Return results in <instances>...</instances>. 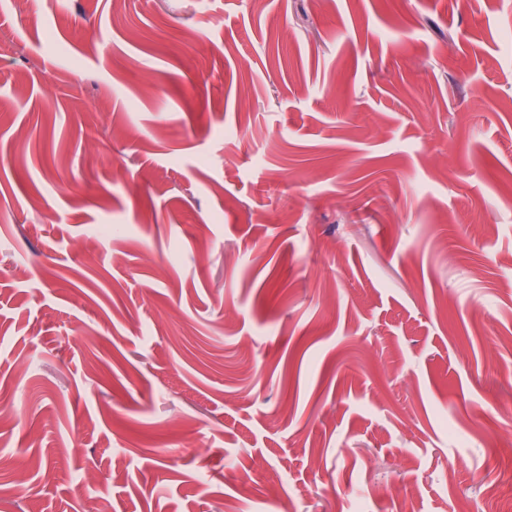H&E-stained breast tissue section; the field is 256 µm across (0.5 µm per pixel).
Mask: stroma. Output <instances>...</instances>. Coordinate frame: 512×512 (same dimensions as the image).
Here are the masks:
<instances>
[{"mask_svg": "<svg viewBox=\"0 0 512 512\" xmlns=\"http://www.w3.org/2000/svg\"><path fill=\"white\" fill-rule=\"evenodd\" d=\"M0 268V512H512V0H0Z\"/></svg>", "mask_w": 512, "mask_h": 512, "instance_id": "35a3bbf8", "label": "stroma"}]
</instances>
